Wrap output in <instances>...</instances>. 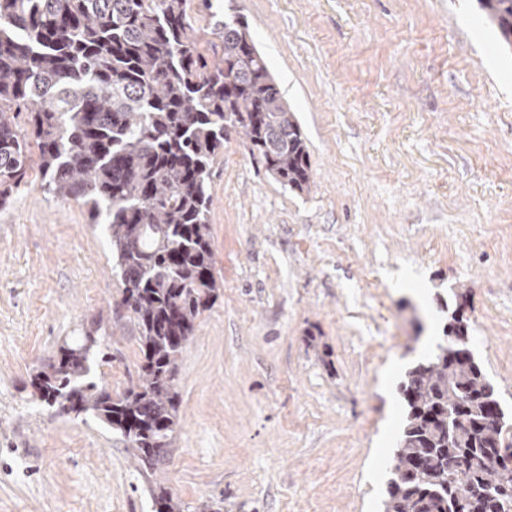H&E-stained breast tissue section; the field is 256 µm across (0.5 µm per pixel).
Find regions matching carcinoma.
<instances>
[{"label":"carcinoma","mask_w":512,"mask_h":512,"mask_svg":"<svg viewBox=\"0 0 512 512\" xmlns=\"http://www.w3.org/2000/svg\"><path fill=\"white\" fill-rule=\"evenodd\" d=\"M512 50V0H478ZM187 0H0V205L35 142L46 188L106 225L132 322L138 381L89 380L95 337L63 342L32 380L40 397L118 433L155 471L179 428V361L224 282L214 273L210 164L241 133L278 182L308 188L307 146L247 26L212 21L202 48ZM30 107L28 126L15 113ZM462 302L400 390L405 420L383 512H512V444L493 384L468 347ZM156 512H183L160 483Z\"/></svg>","instance_id":"obj_1"}]
</instances>
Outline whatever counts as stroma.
I'll return each instance as SVG.
<instances>
[{
  "instance_id": "obj_1",
  "label": "stroma",
  "mask_w": 512,
  "mask_h": 512,
  "mask_svg": "<svg viewBox=\"0 0 512 512\" xmlns=\"http://www.w3.org/2000/svg\"><path fill=\"white\" fill-rule=\"evenodd\" d=\"M231 11L300 127L282 185L234 134L209 214L224 288L182 353L180 430L154 474L120 436L33 395L70 336L92 378L138 376L105 227L30 168L0 205V512H381L399 384L467 292L469 347L512 419V53L478 0H188ZM415 274L418 303L400 286ZM151 493L156 504V512H184L182 502L162 484L156 483L151 488Z\"/></svg>"
}]
</instances>
